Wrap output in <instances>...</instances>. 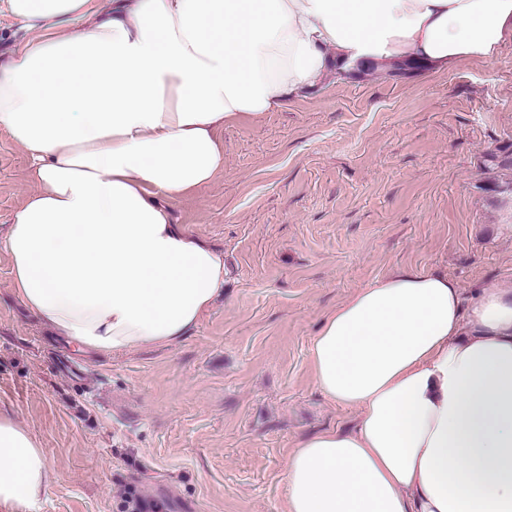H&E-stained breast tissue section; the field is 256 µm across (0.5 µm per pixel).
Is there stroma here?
Instances as JSON below:
<instances>
[{
  "label": "stroma",
  "mask_w": 512,
  "mask_h": 512,
  "mask_svg": "<svg viewBox=\"0 0 512 512\" xmlns=\"http://www.w3.org/2000/svg\"><path fill=\"white\" fill-rule=\"evenodd\" d=\"M224 170L172 200L224 251V294L187 336L82 354L26 311L0 250V409L50 452L41 512H284L288 453L353 427L318 390L322 315L401 269L463 289L512 278V42L493 60L400 81L372 71L225 126ZM0 132V233L33 189Z\"/></svg>",
  "instance_id": "obj_1"
}]
</instances>
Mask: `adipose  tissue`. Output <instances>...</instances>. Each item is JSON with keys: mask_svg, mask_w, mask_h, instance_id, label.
Instances as JSON below:
<instances>
[{"mask_svg": "<svg viewBox=\"0 0 512 512\" xmlns=\"http://www.w3.org/2000/svg\"><path fill=\"white\" fill-rule=\"evenodd\" d=\"M0 131L34 189L0 248L18 301L103 356L171 346L224 290V255L172 221L224 170L227 123L369 66L448 72L512 40V0H0ZM310 363L354 430L302 437L285 512H512V279L463 295L402 271L324 315ZM49 451L0 410V512H37ZM24 31L19 29L14 19L1 9L0 12V62L7 57V52L13 44L24 37Z\"/></svg>", "mask_w": 512, "mask_h": 512, "instance_id": "adipose-tissue-1", "label": "adipose tissue"}]
</instances>
